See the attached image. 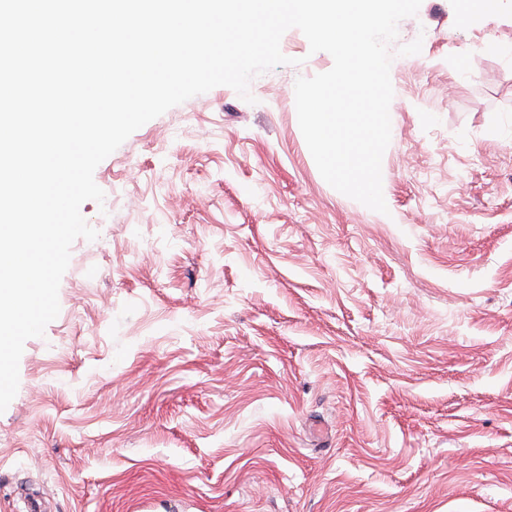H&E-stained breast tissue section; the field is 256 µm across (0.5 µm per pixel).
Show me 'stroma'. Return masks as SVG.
Wrapping results in <instances>:
<instances>
[{
	"label": "stroma",
	"mask_w": 512,
	"mask_h": 512,
	"mask_svg": "<svg viewBox=\"0 0 512 512\" xmlns=\"http://www.w3.org/2000/svg\"><path fill=\"white\" fill-rule=\"evenodd\" d=\"M388 214L320 175L290 57L94 171L60 312L0 414V512H512V0H422Z\"/></svg>",
	"instance_id": "stroma-1"
}]
</instances>
